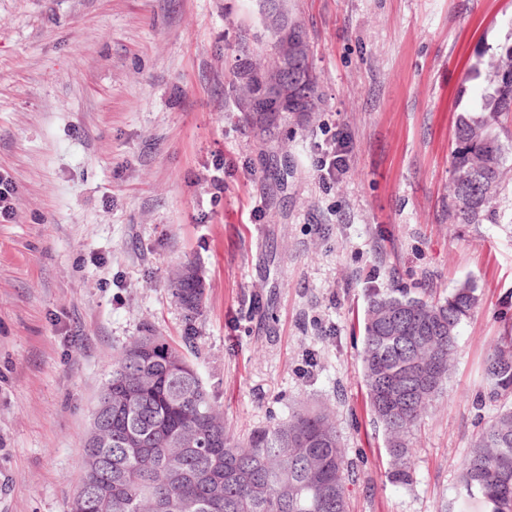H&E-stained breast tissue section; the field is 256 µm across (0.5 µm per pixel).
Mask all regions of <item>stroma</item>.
<instances>
[{"instance_id":"stroma-1","label":"stroma","mask_w":512,"mask_h":512,"mask_svg":"<svg viewBox=\"0 0 512 512\" xmlns=\"http://www.w3.org/2000/svg\"><path fill=\"white\" fill-rule=\"evenodd\" d=\"M321 76L309 118L256 138L229 64L265 32L258 0H0V512H66L110 362L148 333L181 343L169 290L206 288L197 367L237 436L327 406L357 465L350 512H445L498 403L489 346L512 328V179L479 224L448 219L475 49L512 34V0H287ZM344 138L347 166L317 163ZM224 183L216 194L214 179ZM472 280L446 393L386 477L360 353L371 288ZM15 188L11 180L0 173V222H10L16 214Z\"/></svg>"}]
</instances>
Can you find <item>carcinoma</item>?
Instances as JSON below:
<instances>
[{
    "instance_id": "carcinoma-1",
    "label": "carcinoma",
    "mask_w": 512,
    "mask_h": 512,
    "mask_svg": "<svg viewBox=\"0 0 512 512\" xmlns=\"http://www.w3.org/2000/svg\"><path fill=\"white\" fill-rule=\"evenodd\" d=\"M273 49L243 44L230 69L235 94L258 86ZM466 80H478V110L458 114L448 204L456 224H479L500 194L512 141V40L481 49ZM188 325L202 316L205 286L187 264L170 281ZM478 303L464 281L444 296L372 288L363 317L362 371L381 424L390 482H413L410 437L443 392L459 328ZM482 376L491 401L512 396V333L490 348ZM83 439V476L68 512H349L355 465L327 409H298L272 428L231 434L224 412L179 347L140 336L112 358ZM480 499L512 512V407L502 409L458 465L448 512Z\"/></svg>"
}]
</instances>
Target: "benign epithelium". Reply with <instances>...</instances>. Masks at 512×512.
<instances>
[{"instance_id":"benign-epithelium-1","label":"benign epithelium","mask_w":512,"mask_h":512,"mask_svg":"<svg viewBox=\"0 0 512 512\" xmlns=\"http://www.w3.org/2000/svg\"><path fill=\"white\" fill-rule=\"evenodd\" d=\"M263 29L275 45V64L264 71L261 92L237 102L245 121L256 127L275 128L288 105L300 102L295 111L311 112V98L305 91L311 71L310 55L295 35L296 21L288 14L283 0H260Z\"/></svg>"}]
</instances>
